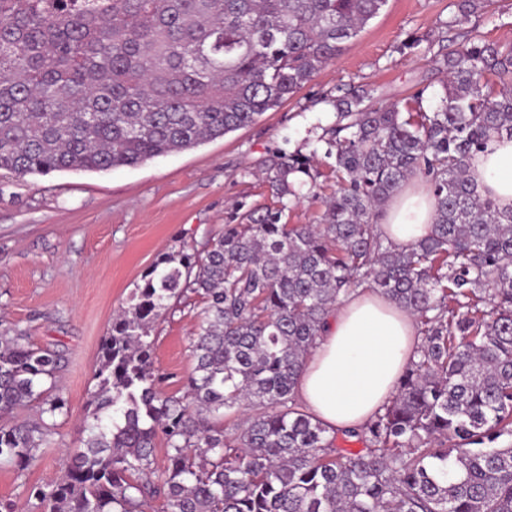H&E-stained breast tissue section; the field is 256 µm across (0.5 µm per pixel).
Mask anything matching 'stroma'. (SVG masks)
I'll list each match as a JSON object with an SVG mask.
<instances>
[{
	"label": "stroma",
	"mask_w": 512,
	"mask_h": 512,
	"mask_svg": "<svg viewBox=\"0 0 512 512\" xmlns=\"http://www.w3.org/2000/svg\"><path fill=\"white\" fill-rule=\"evenodd\" d=\"M454 0H388L360 37L278 109L200 147L108 172L0 173V327L62 352L57 392L67 414L47 419L36 464L0 466V512H44L32 487L58 481L82 448L99 348L112 315L165 257L202 252L243 209L273 205L260 169L275 150L301 147L309 128L334 120L325 95L363 86L382 104L422 93L434 106L445 79L446 23ZM512 43V0H491L469 23ZM202 305L191 294L156 323L160 389L182 396Z\"/></svg>",
	"instance_id": "1"
}]
</instances>
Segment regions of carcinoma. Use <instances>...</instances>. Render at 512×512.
<instances>
[{
    "label": "carcinoma",
    "instance_id": "carcinoma-1",
    "mask_svg": "<svg viewBox=\"0 0 512 512\" xmlns=\"http://www.w3.org/2000/svg\"><path fill=\"white\" fill-rule=\"evenodd\" d=\"M387 0H0V171L107 172L247 127L297 93ZM448 31L484 11L455 0ZM435 106L379 105L336 88L335 121L310 153L275 151L253 207L201 253L167 257L113 314L84 449L36 486L46 512H512V210L468 176L493 137L512 138V45L471 38L443 57ZM315 224L285 210L319 197ZM299 173L301 178L289 179ZM421 176L431 235L409 248L377 230ZM380 293L420 324L396 393L361 429L329 431L295 388L342 295ZM199 296L186 395L159 389L152 324ZM60 351L0 334V417L53 393ZM250 409L241 422L223 419ZM46 423L0 424V465L36 461ZM167 464L154 469L158 437ZM357 440L358 451L337 441Z\"/></svg>",
    "mask_w": 512,
    "mask_h": 512
}]
</instances>
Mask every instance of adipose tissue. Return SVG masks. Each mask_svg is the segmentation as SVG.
Returning <instances> with one entry per match:
<instances>
[{"label": "adipose tissue", "instance_id": "ef3b65f1", "mask_svg": "<svg viewBox=\"0 0 512 512\" xmlns=\"http://www.w3.org/2000/svg\"><path fill=\"white\" fill-rule=\"evenodd\" d=\"M468 174L499 209H512V139L493 138ZM435 209L432 195L406 187L386 203L378 229L397 246L413 245L430 233ZM419 342L415 318L387 297L343 299L298 380L303 408L333 431L363 426L392 398Z\"/></svg>", "mask_w": 512, "mask_h": 512}]
</instances>
